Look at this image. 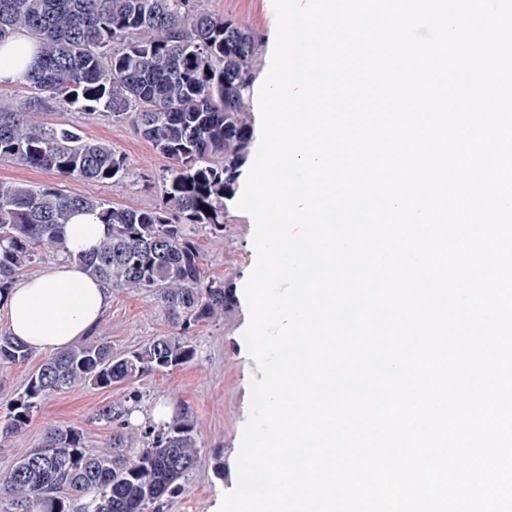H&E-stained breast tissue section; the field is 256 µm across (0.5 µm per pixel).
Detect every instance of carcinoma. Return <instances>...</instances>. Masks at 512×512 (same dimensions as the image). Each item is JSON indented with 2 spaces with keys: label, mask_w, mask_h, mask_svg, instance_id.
I'll list each match as a JSON object with an SVG mask.
<instances>
[{
  "label": "carcinoma",
  "mask_w": 512,
  "mask_h": 512,
  "mask_svg": "<svg viewBox=\"0 0 512 512\" xmlns=\"http://www.w3.org/2000/svg\"><path fill=\"white\" fill-rule=\"evenodd\" d=\"M23 35L38 58L18 83L27 94L0 100V162L78 179L126 177L123 155L68 124L36 114L55 101L132 123L173 164L143 174L161 202L150 210L68 195L51 184L0 181V296L45 253L81 265L109 288L154 294L178 327L133 352L116 356L91 336L49 357L0 418V442L20 433L54 393L85 386L131 384L167 373L197 355L194 332L236 302L228 279L208 273L204 251L186 227L224 236L229 204L247 163L252 130L242 118L260 37L232 17L199 9L195 0H0V44ZM209 207L211 213L200 209ZM97 213L106 232L96 249L72 253L62 227L74 210ZM33 352L0 332V364L23 365ZM139 395L107 405L97 420L112 427L108 450L84 448L83 431L53 427L44 442L0 477V512H160L177 497L201 448L187 409L170 422L132 423ZM141 449L129 458L123 449Z\"/></svg>",
  "instance_id": "cac0c4a2"
}]
</instances>
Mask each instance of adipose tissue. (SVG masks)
Masks as SVG:
<instances>
[{
  "label": "adipose tissue",
  "instance_id": "obj_1",
  "mask_svg": "<svg viewBox=\"0 0 512 512\" xmlns=\"http://www.w3.org/2000/svg\"><path fill=\"white\" fill-rule=\"evenodd\" d=\"M36 59V45L18 37L0 46V84L15 83ZM104 233L96 213H76L64 228L69 251L94 248ZM112 301L109 288L79 265L61 261L18 278L0 307L9 330L35 352L55 353L95 335Z\"/></svg>",
  "mask_w": 512,
  "mask_h": 512
}]
</instances>
